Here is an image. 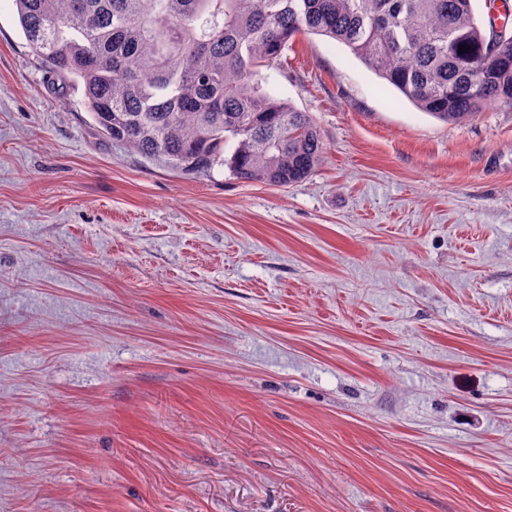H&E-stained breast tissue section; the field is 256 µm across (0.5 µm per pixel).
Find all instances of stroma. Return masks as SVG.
Here are the masks:
<instances>
[{
	"mask_svg": "<svg viewBox=\"0 0 512 512\" xmlns=\"http://www.w3.org/2000/svg\"><path fill=\"white\" fill-rule=\"evenodd\" d=\"M285 188L99 135L0 0V512H512V112L329 38Z\"/></svg>",
	"mask_w": 512,
	"mask_h": 512,
	"instance_id": "35a3bbf8",
	"label": "stroma"
}]
</instances>
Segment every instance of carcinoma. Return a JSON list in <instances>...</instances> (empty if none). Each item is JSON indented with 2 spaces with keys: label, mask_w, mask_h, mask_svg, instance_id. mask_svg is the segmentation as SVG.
I'll return each mask as SVG.
<instances>
[{
  "label": "carcinoma",
  "mask_w": 512,
  "mask_h": 512,
  "mask_svg": "<svg viewBox=\"0 0 512 512\" xmlns=\"http://www.w3.org/2000/svg\"><path fill=\"white\" fill-rule=\"evenodd\" d=\"M15 4L51 83L82 86L96 131L184 175L225 163L245 182L287 186L321 164L311 116L263 86L261 68L281 64L299 32L344 45L447 124L512 110V30L492 12L476 17L473 0Z\"/></svg>",
  "instance_id": "carcinoma-1"
}]
</instances>
